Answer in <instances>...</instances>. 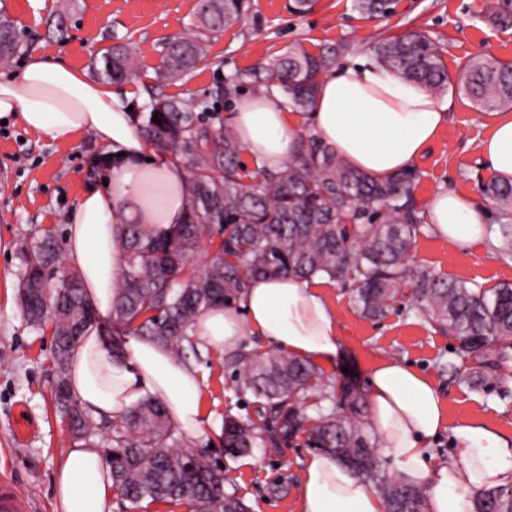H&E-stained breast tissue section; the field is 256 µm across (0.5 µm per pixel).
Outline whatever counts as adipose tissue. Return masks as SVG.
<instances>
[{
  "instance_id": "1",
  "label": "adipose tissue",
  "mask_w": 512,
  "mask_h": 512,
  "mask_svg": "<svg viewBox=\"0 0 512 512\" xmlns=\"http://www.w3.org/2000/svg\"><path fill=\"white\" fill-rule=\"evenodd\" d=\"M448 105L434 92L360 60L323 74L312 111L293 118L276 100L254 95L233 104L231 123L255 167L283 170L309 129L355 168L384 178L410 168L438 139ZM36 135L69 143L91 136L108 161L101 185L85 191L66 215L64 253L99 317L112 314L125 255L119 225L132 219L156 234L181 223L187 207L184 168L150 149L128 105L112 86L62 62L32 56L0 79V117ZM481 162L512 180V113H495ZM434 233L449 245L487 244L489 215L453 190L426 204ZM197 336L227 351L255 335L288 354L326 363L337 351L339 324L319 280L294 276L252 279L236 306L207 310ZM123 358L98 327L81 336L69 360V386L94 419L114 418L144 396L162 403L187 444L202 435L204 377L190 362L146 336L130 337ZM369 421L384 455L404 482L425 489L429 512H473L475 497L512 484V442L479 420L449 424L435 383L412 366L381 359L368 375ZM454 445L448 460L429 446L442 430ZM55 512H112V474L96 445L69 448L53 476ZM300 512H385L380 495L336 458L312 454L300 490Z\"/></svg>"
}]
</instances>
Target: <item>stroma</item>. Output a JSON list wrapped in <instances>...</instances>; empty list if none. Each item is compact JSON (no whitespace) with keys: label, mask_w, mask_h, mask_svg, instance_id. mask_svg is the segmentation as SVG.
<instances>
[{"label":"stroma","mask_w":512,"mask_h":512,"mask_svg":"<svg viewBox=\"0 0 512 512\" xmlns=\"http://www.w3.org/2000/svg\"><path fill=\"white\" fill-rule=\"evenodd\" d=\"M196 0H0L18 27L25 31L22 53L0 76L22 70L38 54L91 73L94 57L103 49L130 44L138 68L122 83L134 110L148 100L155 83L164 42L193 30ZM290 0H252L245 19L214 35L205 60L182 80L164 85L166 96L197 101L208 97L219 78L249 70L302 43L309 51L351 43L349 59L371 60V44L393 32L417 31L437 47L449 73L469 59L490 55L512 62V28L486 22L484 0H400L385 21L360 18L350 0H318L311 12L293 13ZM450 107L448 122L437 143L418 161L414 197L425 207L442 189L468 195L482 208L491 203L482 186L489 175L479 163L480 146L490 131V119L465 90L444 93ZM101 153L91 136L58 143L25 131L16 121L0 124V476H6L31 502V512H54L52 477L72 438L56 412L52 337L36 333L16 300L20 274L19 243L34 228L53 229L64 237V217L71 203L98 184ZM411 265L433 274L466 281L478 289L512 282V258L497 247L454 248L424 226L411 251ZM323 291L339 325L335 359L319 368L326 382L366 394L368 371L382 358L410 364L436 384L449 422L483 421L512 442V348L488 352L486 362L497 365L492 386L474 391L446 371L457 362L452 337L416 318L408 300L396 302L385 318H364L350 289L332 282ZM224 352L214 349L201 364L203 405L210 417L195 446L207 460L220 465L227 488L236 490L250 512H299V490L306 459L313 450L304 438L277 451L255 448L231 455L221 435L225 414L253 416L250 396L236 394L224 366Z\"/></svg>","instance_id":"stroma-1"}]
</instances>
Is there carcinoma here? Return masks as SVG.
Instances as JSON below:
<instances>
[{"instance_id": "cac0c4a2", "label": "carcinoma", "mask_w": 512, "mask_h": 512, "mask_svg": "<svg viewBox=\"0 0 512 512\" xmlns=\"http://www.w3.org/2000/svg\"><path fill=\"white\" fill-rule=\"evenodd\" d=\"M197 31L173 39L161 50L159 84L188 75L205 58L207 33L242 21L250 0H200ZM396 0H351L367 18H388ZM497 27L512 26V0H493L484 12ZM24 42L15 21L0 13V66L9 65ZM349 46L308 51L295 43L253 72L227 78L210 99L196 103L156 95L133 113L147 140L168 151L187 169L186 221L165 236L143 224L121 225L126 255L119 272L120 298L112 308V349L123 353L117 336H148L180 361L203 359L205 345L194 335L198 317L213 307H233L247 282L257 276L293 275L326 279L353 288L364 315L387 316L404 285L411 286L413 312L458 341L457 354L476 367L450 364L455 376L475 389L489 381L480 363L494 346L512 342V284L487 294L466 282L432 275L408 262L424 218L413 198L414 169L384 179L352 167L312 134L300 137L296 157L282 172L248 171L241 162L238 135L206 113L218 101L237 97L243 86L271 96L280 92L298 112H309L319 79ZM376 60L403 79L441 92L463 87L484 112L512 110V63L493 57L468 61L453 80L430 39L417 32L392 34L372 47ZM102 80L120 84L136 64L124 44L95 59ZM158 116L160 123L152 121ZM498 211L499 253L512 257V181L494 179L483 189ZM218 254L202 270L193 265L203 241ZM20 306L38 332L52 326L56 411L73 444L104 448L112 483L134 508L154 502L185 505L189 512H249L224 473L188 445L165 408L151 398L131 406L112 425L87 414L72 398L68 361L86 328L95 323L79 276L67 268L53 234L42 231L20 249ZM235 393L251 394L259 421L224 416V448L244 454L259 445L280 448L304 435L307 445L353 464L352 472L381 494L386 512H427L422 489L387 475L378 452L379 436L367 420L365 400L323 381L308 361L274 352L224 355ZM314 399L315 415L305 400ZM475 512H512V485L482 492Z\"/></svg>"}]
</instances>
